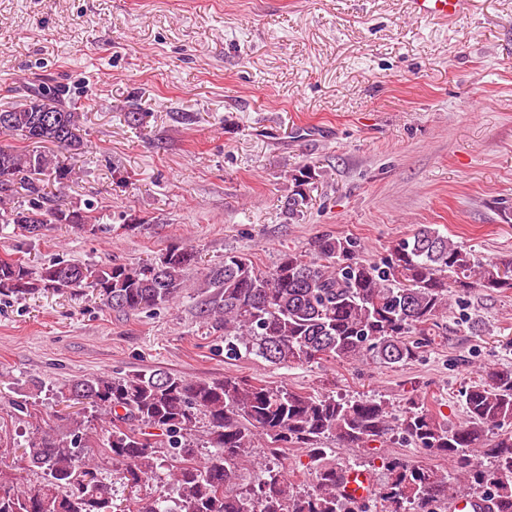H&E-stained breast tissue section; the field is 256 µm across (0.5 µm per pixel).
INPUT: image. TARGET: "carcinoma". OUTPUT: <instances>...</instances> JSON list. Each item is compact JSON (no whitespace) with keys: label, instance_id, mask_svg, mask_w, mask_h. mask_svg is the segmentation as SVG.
<instances>
[{"label":"carcinoma","instance_id":"carcinoma-1","mask_svg":"<svg viewBox=\"0 0 512 512\" xmlns=\"http://www.w3.org/2000/svg\"><path fill=\"white\" fill-rule=\"evenodd\" d=\"M65 91L62 85L31 90L26 103L5 113L0 133L82 153V115ZM73 172L51 154L0 145V223L15 224L31 238L49 224L85 231L91 216L48 203L43 189V182L62 184ZM313 178L309 166L290 175L288 219L303 215ZM197 264V252L187 246L105 266L51 261L35 267L0 258V295L90 289L115 312L154 310L179 296ZM198 287L208 293L198 317L224 337L228 359L244 352L271 365L334 359L394 366L448 339L454 304L459 322L476 329L465 294L511 290L512 258L485 260L421 224L379 261L331 234L308 252L282 253L268 270L248 254L226 253ZM55 399L79 409L28 433L23 455L41 475L35 489H20L0 469V512H254L255 506L259 512H372L341 491L348 466L320 444L331 439L359 448L388 436L448 458L452 470L386 459L388 481L372 495L379 512H446L448 498L462 493L491 504L489 512H512V369L488 371L465 390V418L456 427L413 399L394 410L364 394L273 389L236 376L186 381L164 369L72 379L56 388ZM95 420L104 428L100 440L91 433ZM258 442L271 457L292 445L308 449L313 488L301 492L270 468L243 478V463ZM101 459L118 463L124 487L136 492L170 465L173 508L158 499L116 504L112 484L99 476Z\"/></svg>","mask_w":512,"mask_h":512}]
</instances>
